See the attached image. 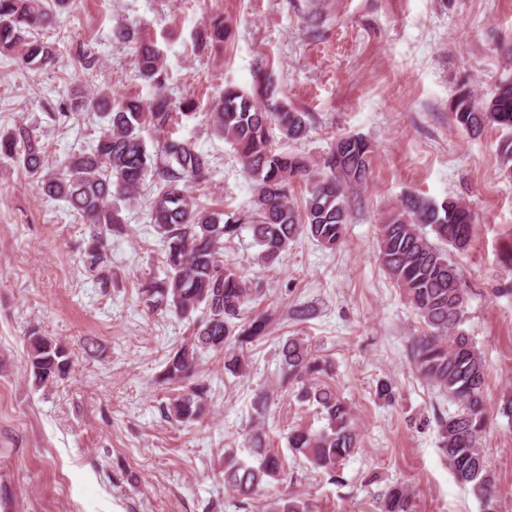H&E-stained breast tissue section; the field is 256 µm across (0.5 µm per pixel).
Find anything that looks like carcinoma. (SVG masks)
Listing matches in <instances>:
<instances>
[{
  "label": "carcinoma",
  "mask_w": 512,
  "mask_h": 512,
  "mask_svg": "<svg viewBox=\"0 0 512 512\" xmlns=\"http://www.w3.org/2000/svg\"><path fill=\"white\" fill-rule=\"evenodd\" d=\"M70 0H0V53H12L22 67L39 71L54 66L56 50L38 38ZM227 34L221 16L204 25L201 42L222 43ZM140 79L158 90L149 101L129 96L115 99L102 90L88 97L81 92L60 103L58 117L93 112L104 124L98 135L73 150L57 168L44 160L37 129L19 124L0 131V157L19 165L44 195L65 202L88 226L82 262L95 273L101 287L112 282L109 241L122 236L121 204L141 197L147 178L155 190L148 202L149 224L160 245L163 276L146 278L138 288L142 310L149 316L174 312L191 320V335L167 355L158 380L181 384L183 390L161 406L169 422H199L209 414L211 384L197 375L200 354H224V372L243 376L248 363L241 351L261 343L271 319L246 316V305L260 299L261 290L224 262V241L243 229L258 247L257 261L272 266L283 260L295 239L304 234L334 250L345 238L350 211L346 190L367 180L370 144L358 135L339 137L321 163L280 151L269 138L271 123L282 136L295 141L307 135L309 116L274 100L272 76L257 78L249 94L228 85L211 103L212 134L234 146L253 185L252 209L244 214L200 205L190 184L206 182L213 167L208 153L185 140L168 138L157 150L147 149L143 132H163L177 116L196 115L192 98L175 101L162 88L168 80L163 56L151 41L136 46ZM449 111L456 129L478 136L489 124L512 129V82H501L478 98L462 87ZM502 169L512 176V138L500 142ZM306 183L299 203L291 200L293 183ZM474 237L470 204L448 198L409 194L390 212L379 229L378 259L422 319L423 332L409 343L410 364L429 386L448 397L457 410L436 418L439 449L457 482L470 486L485 512H498L496 477L490 469L482 439L489 416L486 406V364L463 329L467 292L452 254L468 250ZM27 369L39 387L69 378V347L50 336L31 331L25 336ZM332 363L308 350L296 337L281 347L280 384L296 389L303 403L316 405L325 421L319 430L296 427L288 433L294 457L339 482L336 469L358 448L352 407L321 377ZM252 460L224 450V487L237 494L242 512H311L300 496L259 497L264 484L285 472L281 458L266 447L258 428L249 435ZM412 494L401 485L388 487L378 499L379 512H411Z\"/></svg>",
  "instance_id": "obj_1"
}]
</instances>
